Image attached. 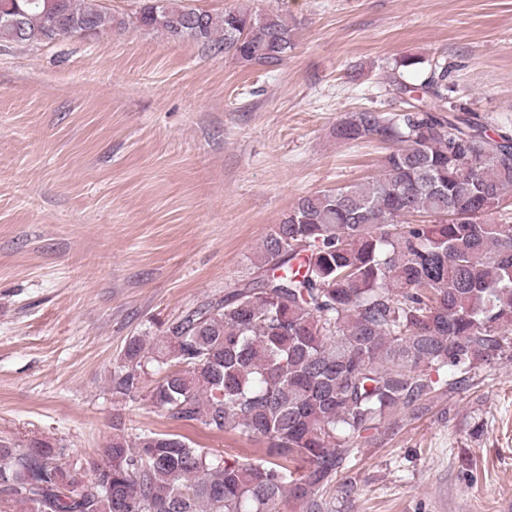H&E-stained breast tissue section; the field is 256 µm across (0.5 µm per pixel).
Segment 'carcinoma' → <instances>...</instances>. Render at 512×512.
I'll use <instances>...</instances> for the list:
<instances>
[{"instance_id": "cac0c4a2", "label": "carcinoma", "mask_w": 512, "mask_h": 512, "mask_svg": "<svg viewBox=\"0 0 512 512\" xmlns=\"http://www.w3.org/2000/svg\"><path fill=\"white\" fill-rule=\"evenodd\" d=\"M135 19L269 69L294 48L279 14L142 0ZM112 21L97 0H0V39L16 43L91 37ZM416 65L405 57L384 75L399 111L336 126L344 142L397 145L381 172L300 197L259 246L255 277L160 336L130 337L112 373L119 399L237 433L272 460L219 459L116 417L87 480L50 442L19 452L0 439L1 494L27 512H335L357 494L344 470L363 434L512 361V130L456 108L442 67L408 82ZM148 374L160 379L147 391Z\"/></svg>"}]
</instances>
